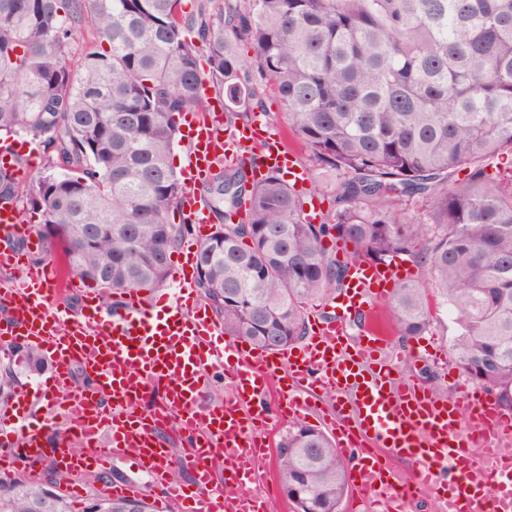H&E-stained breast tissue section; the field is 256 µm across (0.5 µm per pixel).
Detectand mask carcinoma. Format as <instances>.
<instances>
[{"label":"carcinoma","mask_w":512,"mask_h":512,"mask_svg":"<svg viewBox=\"0 0 512 512\" xmlns=\"http://www.w3.org/2000/svg\"><path fill=\"white\" fill-rule=\"evenodd\" d=\"M85 29L98 41L74 66ZM205 80L233 124L272 85L333 198L315 224L277 171L221 163L203 183L224 223L199 246L197 286L224 333L284 350L350 265L405 256L454 316L452 362L512 409V0H0V136L44 155L23 195L0 168V206L38 215L43 256L62 246L67 273L112 305L162 286L190 231L171 220L188 194L172 154ZM326 238L351 244L347 258ZM390 308L404 337L430 326L419 280L397 283ZM17 365L38 374L47 359L24 348ZM16 379L0 365V403ZM277 448L296 512H342L348 468L327 434L296 421ZM56 485L1 474L0 512H72Z\"/></svg>","instance_id":"1"}]
</instances>
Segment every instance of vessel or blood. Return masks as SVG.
I'll return each mask as SVG.
<instances>
[{
  "instance_id": "obj_1",
  "label": "vessel or blood",
  "mask_w": 512,
  "mask_h": 512,
  "mask_svg": "<svg viewBox=\"0 0 512 512\" xmlns=\"http://www.w3.org/2000/svg\"><path fill=\"white\" fill-rule=\"evenodd\" d=\"M180 128L191 146L181 170L186 187L208 179L218 162L252 140L266 168L287 170L296 182L307 179L279 139L257 137L253 125L227 128L218 115L189 112ZM182 215L193 227V241L171 260L173 288L155 301L130 290L113 310L57 260L35 265L14 249L0 250L1 267L23 272L19 287L0 291L6 309L0 343L37 348L52 364L44 380L0 414V470H16L23 458L52 461L68 478L67 493L76 497L78 476L119 459L150 476L168 512H267L262 496H224L213 485L219 477L228 483L250 479L265 455L262 430L308 411L297 393L303 387L337 397L327 424L340 453L353 451L359 458L351 474L357 502L383 495L403 506L428 491L447 512H512V415L477 388L463 385L443 398L419 380L394 376L402 360L385 356L390 338L377 322L376 306L399 281L398 265H351L346 288L326 315L312 321L301 345L259 356L225 339L197 299V253L209 216L192 197ZM0 235L40 244L8 207L0 208ZM76 289L84 290L85 300L75 314L60 298ZM359 313L373 326L353 339L347 325ZM75 363L90 380L87 388L72 385ZM217 371L231 382L233 395L208 403L206 377ZM155 391L161 394L158 405L147 406ZM41 400L60 408L61 433L51 436L30 425ZM170 424L182 442L177 452L159 437ZM385 449L408 459L415 471L411 481L394 476L382 459ZM218 461L224 466L220 474L214 469ZM176 467L188 479L172 477Z\"/></svg>"
}]
</instances>
